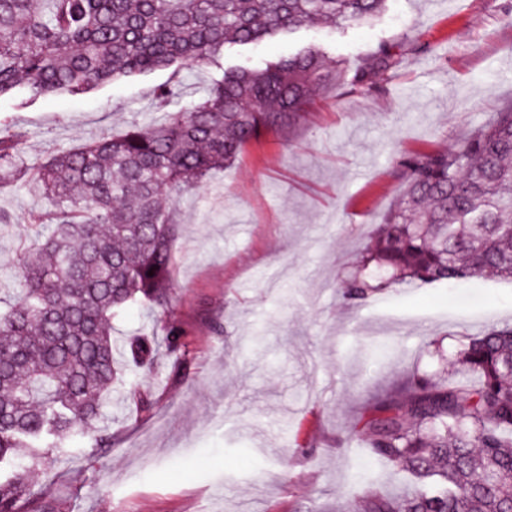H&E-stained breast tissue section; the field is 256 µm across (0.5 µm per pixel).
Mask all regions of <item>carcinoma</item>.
I'll use <instances>...</instances> for the list:
<instances>
[{"label":"carcinoma","instance_id":"carcinoma-1","mask_svg":"<svg viewBox=\"0 0 512 512\" xmlns=\"http://www.w3.org/2000/svg\"><path fill=\"white\" fill-rule=\"evenodd\" d=\"M385 2L0 0V98L78 95L200 66L227 44L257 45L307 23L369 22ZM413 50L381 41L363 64L333 68L304 48L226 70L191 101L163 83L164 122L30 164L24 133L0 125V188L24 178L50 201L29 214L35 244L23 249L18 287L0 309V512H45L24 462L51 467L101 417L120 374L112 317L134 304L167 307L178 195L299 122L319 89L378 91ZM396 169L404 192L342 276L349 300L475 273L512 281V108L450 150L398 156ZM168 335L166 350L186 357L188 344ZM158 346L142 335L125 351L150 373ZM457 362L455 379L416 373L368 405L360 432L370 457L412 481L394 493L368 488L340 512H512V328L469 338ZM125 393L151 410L142 384Z\"/></svg>","mask_w":512,"mask_h":512}]
</instances>
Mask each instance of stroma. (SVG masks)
Wrapping results in <instances>:
<instances>
[{
	"label": "stroma",
	"mask_w": 512,
	"mask_h": 512,
	"mask_svg": "<svg viewBox=\"0 0 512 512\" xmlns=\"http://www.w3.org/2000/svg\"><path fill=\"white\" fill-rule=\"evenodd\" d=\"M414 43L380 93L330 87L307 120L244 147L231 166L176 205L178 239L165 313L132 306L112 322L125 341L144 326L177 328L190 353L160 352L142 412L115 386L96 422L109 448L75 437L32 490L55 512H337L375 474L352 426L368 403L412 373L446 376L470 336L512 326V282L473 278L390 288L353 303L340 272L400 198L403 153L454 147L512 108V0H387L372 22L305 25L257 46H228L218 63L157 71L82 96L21 105L0 122L28 156L76 149L161 121L153 90L199 98L223 68H259L309 45L363 63L378 42ZM40 196L0 190V298L31 235Z\"/></svg>",
	"instance_id": "1"
}]
</instances>
